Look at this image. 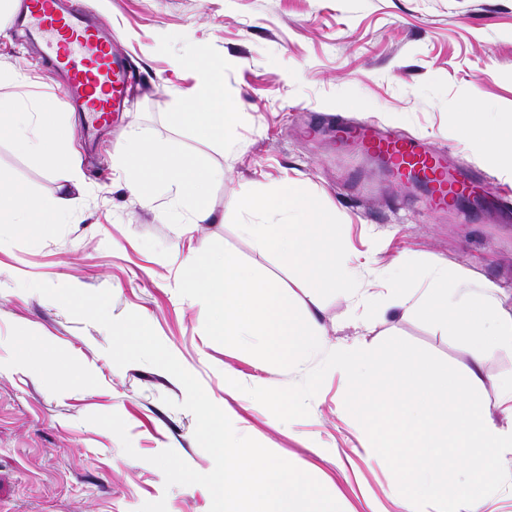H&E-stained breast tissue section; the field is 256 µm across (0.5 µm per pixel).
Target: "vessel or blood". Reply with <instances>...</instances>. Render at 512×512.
I'll return each instance as SVG.
<instances>
[{
    "mask_svg": "<svg viewBox=\"0 0 512 512\" xmlns=\"http://www.w3.org/2000/svg\"><path fill=\"white\" fill-rule=\"evenodd\" d=\"M23 13L21 25L29 38L65 76L64 98L90 116L92 126L108 125L124 106L129 77L105 26L76 0H24ZM336 137L355 142L362 155L381 162L391 175L423 187L428 210L443 211L491 194L479 172L421 138L341 117Z\"/></svg>",
    "mask_w": 512,
    "mask_h": 512,
    "instance_id": "b4317fda",
    "label": "vessel or blood"
}]
</instances>
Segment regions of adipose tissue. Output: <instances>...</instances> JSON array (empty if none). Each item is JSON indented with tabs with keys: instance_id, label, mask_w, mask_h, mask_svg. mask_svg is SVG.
Instances as JSON below:
<instances>
[{
	"instance_id": "1",
	"label": "adipose tissue",
	"mask_w": 512,
	"mask_h": 512,
	"mask_svg": "<svg viewBox=\"0 0 512 512\" xmlns=\"http://www.w3.org/2000/svg\"><path fill=\"white\" fill-rule=\"evenodd\" d=\"M174 123L193 130L207 141L223 142L231 133L234 107L224 98L223 72L219 65L206 64L199 69L195 86L177 98ZM50 99L0 97V140L9 141L15 152L37 157L44 165L55 167L71 155V139L52 120ZM130 170L131 192L143 202H150L157 188L173 191L180 207L191 210L197 224L211 222L206 205L208 185L222 178L221 170L171 146H157L132 137L131 150L117 161ZM244 206L266 214L288 212L296 219L286 224H244L243 235L264 248L283 255L296 268L307 287L329 288L346 281L359 280L361 274L349 266L343 253V228L327 223L320 202L306 196L297 186L288 184L271 198H247ZM72 208V201L59 197L41 201L26 194L0 176V224L19 230L32 228L34 215L62 220ZM424 277L428 289L420 299H412L405 289H396L393 307L418 310L425 318L449 325L458 335L469 337L478 349V365L469 369L473 385L483 382L481 361L497 353L512 352V315L498 311L494 303L495 283L482 282L481 302L472 305L466 293L448 285V270L436 265Z\"/></svg>"
}]
</instances>
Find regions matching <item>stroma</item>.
<instances>
[{
	"label": "stroma",
	"mask_w": 512,
	"mask_h": 512,
	"mask_svg": "<svg viewBox=\"0 0 512 512\" xmlns=\"http://www.w3.org/2000/svg\"><path fill=\"white\" fill-rule=\"evenodd\" d=\"M95 12L112 34L141 85L130 105L98 136L71 116L53 68L15 37H0V66L24 74L0 83V96L49 98L70 118L81 182L68 168L49 170L0 141V172L29 194L48 200L69 192L73 217L38 233L0 228V512H209L200 485L166 486L150 456L173 449L193 469L213 460L194 438L195 418L178 404L182 384L152 365L117 366L102 326L77 320L57 302L20 288L23 280L111 290L110 312H135L149 322L180 363L221 405L237 433L317 479L343 512H401L396 480L385 461L366 454L368 437L344 407L346 386L328 373L310 414L279 421L264 406L243 410L226 398L232 378L250 387H284L306 368L265 371L243 350L210 340L195 299L177 292L180 274L198 246L218 241L243 261L287 286L296 304L309 291L281 256L244 236L240 225L267 222L239 205L246 193L269 195L299 184L318 199L327 222L345 227L349 264L359 271L393 269L376 282L377 303L392 288L422 293L421 271L447 266L471 284H497L499 311L512 315V223L499 224L479 208L430 212L413 207L421 188L393 180L377 164L361 165L367 192L346 181V158L336 137L310 138L308 112L372 119L427 138L481 170L512 203V168L474 149L460 133L470 111L468 93L492 112L512 113V0H101ZM202 48L224 74V97L235 108L230 139L204 141L177 127L176 96L196 81L191 67L174 68L172 55ZM174 146L223 169L208 187L209 224L192 223L170 193L151 203L127 188L128 170L116 159L130 132ZM317 318L325 346L359 342L374 348L402 337L459 371L472 364L463 337L418 314L372 307L332 289L319 296ZM478 388L495 420H502L499 385L512 375V353L483 364ZM118 413L135 450L127 455L111 431L88 415Z\"/></svg>",
	"instance_id": "1"
}]
</instances>
